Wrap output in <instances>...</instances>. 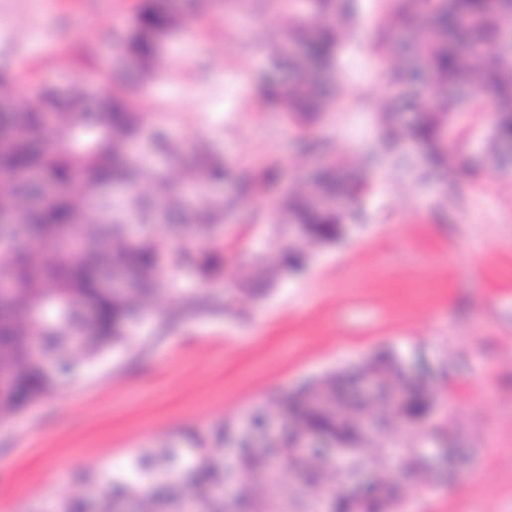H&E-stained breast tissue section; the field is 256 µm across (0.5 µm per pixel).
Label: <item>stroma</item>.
<instances>
[{"mask_svg": "<svg viewBox=\"0 0 512 512\" xmlns=\"http://www.w3.org/2000/svg\"><path fill=\"white\" fill-rule=\"evenodd\" d=\"M139 0H0V67L21 103L37 88L102 78L112 33L129 29ZM184 23L165 44L167 73L143 85L153 117L185 139L203 138L234 169L278 179L239 202L224 227V265L203 284L187 267L170 270L180 288L232 303L161 332L143 323L133 351L114 349L42 401L0 422V512H42L85 474L107 478L154 441L217 422L235 423L269 396L290 391L388 347L424 362L439 399L419 436L391 431L396 457L413 448L459 454L450 478L403 487L402 512H512V162L498 165L491 140L493 102L481 96L445 129L462 169L430 174L423 148L402 142L385 153L379 116L413 124L438 92L427 83L392 87L410 63L405 45L422 29L413 15L396 31L398 48L375 38L388 0H355L329 75L340 99L303 129L258 91L271 68L268 46L287 16L310 14L288 0L287 16L265 0H179ZM327 141L347 169L367 151L385 163L360 198L358 222L315 250L308 270L265 297L241 290L242 261L269 248L286 186L310 175Z\"/></svg>", "mask_w": 512, "mask_h": 512, "instance_id": "stroma-1", "label": "stroma"}]
</instances>
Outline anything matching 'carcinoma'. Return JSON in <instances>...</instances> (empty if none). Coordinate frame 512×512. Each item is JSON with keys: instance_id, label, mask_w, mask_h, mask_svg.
<instances>
[{"instance_id": "obj_1", "label": "carcinoma", "mask_w": 512, "mask_h": 512, "mask_svg": "<svg viewBox=\"0 0 512 512\" xmlns=\"http://www.w3.org/2000/svg\"><path fill=\"white\" fill-rule=\"evenodd\" d=\"M314 21L297 20L271 47L273 70L290 59L297 79L285 83L263 77V96L289 117L310 123L320 117L326 97L323 77L335 66L340 27L352 16L350 0H314ZM424 13L430 24L414 43L416 57L432 81L441 86L489 94L495 102L494 144L512 142V0H393L389 27ZM182 25V13L170 0H139L135 21L121 38L120 62L136 69L143 80L163 64L160 43ZM498 52L475 71L465 56L482 57L490 45ZM410 66L394 72L395 86L420 82ZM466 105L461 97L437 99L410 126L396 123L386 112L384 123L393 141L420 144L428 159L454 168L444 135L447 116ZM323 154L320 175L311 183L284 192L275 216L274 237L285 245L248 264L244 282L259 277L274 286L283 276L308 268L311 248L340 236L345 220L358 218L342 206L363 195L371 181L367 169L346 172L332 146ZM42 176L53 186L50 196L37 198ZM229 170L224 157L206 141L185 143L171 138L131 97L130 87L104 78L98 83L73 80L60 89L44 85L36 102L21 107L10 91L9 76L0 71V251L10 256L0 277L10 284L0 291V416L16 413L51 395L89 361L114 348L133 349L146 320L163 328L200 313L229 310L202 295L178 288L161 267L191 266L209 282L223 265L224 223L237 210V200L252 194L257 177L236 176L238 195L226 197L211 189L224 183ZM77 186L81 203L68 189ZM165 225L169 237L158 234ZM122 274L128 288L103 286L105 271ZM165 296L170 307H152ZM40 348L55 358L49 369L31 351ZM368 375L379 381L378 399L353 390ZM435 391L423 376L408 375L389 348H380L362 362L340 372L269 398L249 411L244 421L260 430L270 412L283 416L291 429L262 453L247 438L239 441L235 460L224 458L227 436L237 426L218 422L191 433L194 455L187 457L178 442L164 439L142 450L105 482L92 475L84 482L98 489L96 512H322L341 507L342 490L324 483L325 463L317 448L300 451L301 441L314 436L339 448L377 446L379 478L392 480V449L387 438L402 415L427 417ZM367 414L380 422L367 437L355 420ZM292 461L310 488L303 499L280 482L279 464ZM236 471L241 483L232 503L224 500V474ZM435 471L411 454L406 477L425 485ZM395 496L386 502L374 494L364 512H392ZM47 512H86L84 495H63Z\"/></svg>"}]
</instances>
